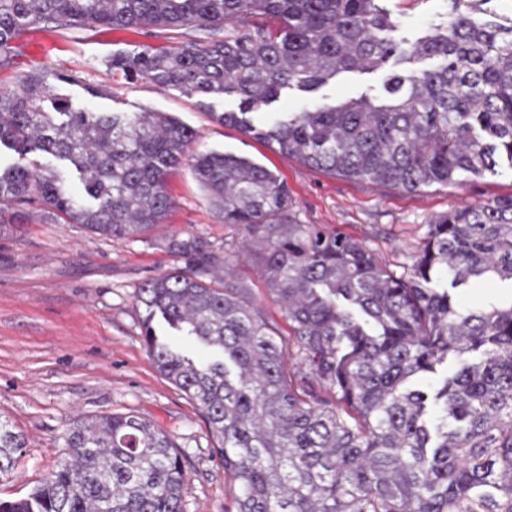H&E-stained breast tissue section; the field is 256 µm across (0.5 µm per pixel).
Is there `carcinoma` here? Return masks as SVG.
Segmentation results:
<instances>
[{
  "label": "carcinoma",
  "instance_id": "carcinoma-1",
  "mask_svg": "<svg viewBox=\"0 0 512 512\" xmlns=\"http://www.w3.org/2000/svg\"><path fill=\"white\" fill-rule=\"evenodd\" d=\"M455 7L407 45L381 0H0V69L30 28L142 27L199 35L114 57L162 88L234 93L217 116L304 165L415 192L512 165V18ZM391 58L435 59L393 75L388 97L313 102L265 129L250 111ZM165 112H93L31 71L0 90V145L67 169L0 167V206L49 210L111 239L147 235L188 164L217 217L243 227L287 328L227 276L202 236L169 238L182 266L138 288L157 370L205 413L233 512H512V302L461 309L455 290L512 281V195L453 205L428 225L408 273L355 236L303 224L264 166L196 152ZM217 351L195 361L155 318ZM67 458L0 512H184L185 456L151 423L102 413L72 422ZM24 448L0 423V474Z\"/></svg>",
  "mask_w": 512,
  "mask_h": 512
}]
</instances>
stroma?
Instances as JSON below:
<instances>
[{
  "label": "stroma",
  "mask_w": 512,
  "mask_h": 512,
  "mask_svg": "<svg viewBox=\"0 0 512 512\" xmlns=\"http://www.w3.org/2000/svg\"><path fill=\"white\" fill-rule=\"evenodd\" d=\"M385 5L398 22L399 38L409 42L448 12V0ZM168 43L166 32L144 28H32L18 40L13 66L0 70V87L33 70L65 73L71 82L52 87L76 107L168 113L195 131L193 150L234 153L265 166L287 185L301 223L364 239L398 273L411 266L437 215L457 203L512 194V166L505 162L496 173L417 192L318 171L220 124L218 113L238 111L235 95L160 88L106 67L109 56ZM404 69L389 62L373 72L340 74L312 92L286 90L253 121L270 124L313 99L384 98L387 80ZM168 184L175 207L149 239L112 240L76 224L55 223L40 209L21 217L0 213V420L25 440L14 470L0 475V499L26 497L49 475L67 454L66 433L75 418L112 412L149 421L185 454L184 512H224L228 505L229 480L212 454L215 441L200 406L162 377L146 352L140 329L145 310L136 303V291L177 266L167 239L192 232L227 253L235 281L251 289L269 318L278 322L282 315L257 267L241 254L244 229L216 217L188 166L179 167Z\"/></svg>",
  "instance_id": "obj_1"
}]
</instances>
